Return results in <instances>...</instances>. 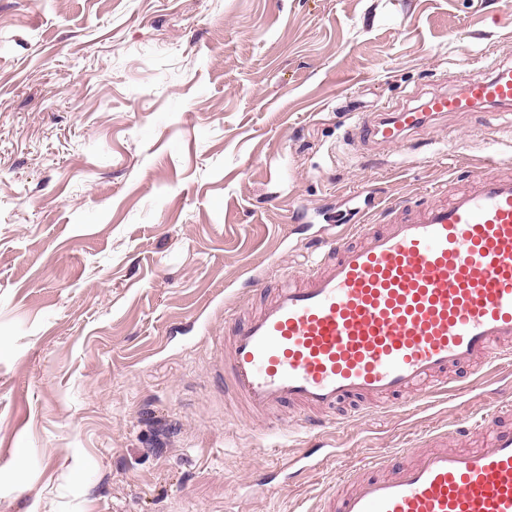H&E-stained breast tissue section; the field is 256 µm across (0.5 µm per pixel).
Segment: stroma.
<instances>
[{"label": "stroma", "instance_id": "obj_1", "mask_svg": "<svg viewBox=\"0 0 512 512\" xmlns=\"http://www.w3.org/2000/svg\"><path fill=\"white\" fill-rule=\"evenodd\" d=\"M512 61V0H0V512H302L338 472L512 398V376L295 432L224 399L244 268L512 158V112L426 158L349 115ZM312 448L335 457L282 468ZM276 473L252 491L257 471Z\"/></svg>", "mask_w": 512, "mask_h": 512}]
</instances>
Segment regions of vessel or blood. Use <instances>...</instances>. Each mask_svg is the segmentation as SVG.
<instances>
[{
    "instance_id": "vessel-or-blood-1",
    "label": "vessel or blood",
    "mask_w": 512,
    "mask_h": 512,
    "mask_svg": "<svg viewBox=\"0 0 512 512\" xmlns=\"http://www.w3.org/2000/svg\"><path fill=\"white\" fill-rule=\"evenodd\" d=\"M512 109V63L415 104L361 114L352 138L411 144L450 112ZM379 224L352 226L318 258L263 292L246 316L225 313L224 394L247 413L283 408L326 426L343 405L415 400L512 357V160L497 155L419 205L388 203ZM484 431L460 424L423 435L351 471L319 512H512V404L489 405ZM477 436L470 448L454 437Z\"/></svg>"
}]
</instances>
